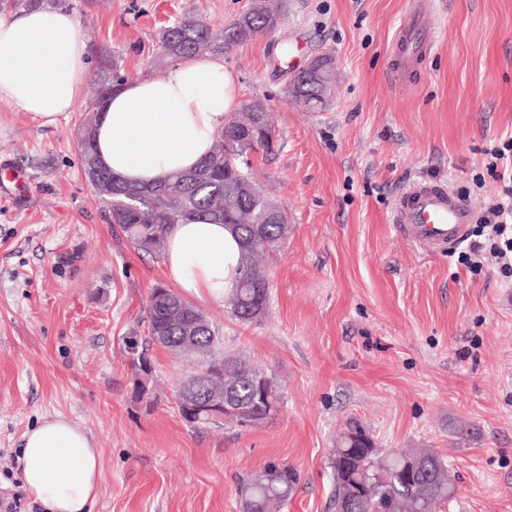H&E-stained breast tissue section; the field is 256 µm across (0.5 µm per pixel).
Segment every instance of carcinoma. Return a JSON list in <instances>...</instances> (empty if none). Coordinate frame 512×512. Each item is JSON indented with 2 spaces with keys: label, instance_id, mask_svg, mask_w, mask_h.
Instances as JSON below:
<instances>
[{
  "label": "carcinoma",
  "instance_id": "cac0c4a2",
  "mask_svg": "<svg viewBox=\"0 0 512 512\" xmlns=\"http://www.w3.org/2000/svg\"><path fill=\"white\" fill-rule=\"evenodd\" d=\"M53 6L69 8L67 0H0V10ZM279 13L264 0H251L249 7L220 29L211 27L196 9L161 28L157 51L150 67L161 70L202 52L222 56L249 41L274 32ZM99 86L82 112H94L98 101L108 99L115 86L125 81L122 57L107 51L100 55ZM326 91L317 85H288L287 97L293 104L315 110L325 103ZM264 112L257 101L244 102L240 111L230 115L216 137L211 152L192 169L180 171L168 180L149 186L125 182L100 166L102 183L116 182L115 189L97 197L106 208L110 223L118 225L134 249L163 256L166 234L173 224H225L240 242V275L225 302L230 313L243 323L262 320L268 306L262 305L269 288L263 257L288 232V217L279 212L268 216L270 201L258 189L249 163L251 152L270 153L275 148L272 121L245 129L249 113ZM170 306L163 308L149 297L147 333L153 344L195 359L198 368L178 384V390L191 382L199 391L222 390L231 397L238 414L225 422L248 427L267 420L279 404V391L273 380L258 391L264 373L249 364L222 357L218 353L221 338L208 316L175 290L167 289ZM419 457L425 464L420 478L405 475L409 460ZM335 482L331 508L334 512H439L454 496L444 461L427 448H411L395 453L371 450L365 432L355 426L337 443L331 458ZM299 483L295 469L282 462H270L245 480L244 512H280L293 496Z\"/></svg>",
  "mask_w": 512,
  "mask_h": 512
}]
</instances>
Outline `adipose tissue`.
Listing matches in <instances>:
<instances>
[{"label":"adipose tissue","mask_w":512,"mask_h":512,"mask_svg":"<svg viewBox=\"0 0 512 512\" xmlns=\"http://www.w3.org/2000/svg\"><path fill=\"white\" fill-rule=\"evenodd\" d=\"M34 67H24V60ZM90 65L86 40L61 8L0 14V103L44 125L73 111ZM233 75L219 59L188 58L161 79L128 80L96 125L100 164L132 184H152L194 167L212 149L236 108ZM240 246L221 224H177L163 255L166 277L184 295L223 300L238 275ZM24 488L47 512H93L102 483L92 435L62 417L27 431Z\"/></svg>","instance_id":"1"}]
</instances>
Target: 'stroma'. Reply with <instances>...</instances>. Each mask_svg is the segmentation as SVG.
Segmentation results:
<instances>
[{
	"label": "stroma",
	"instance_id": "obj_1",
	"mask_svg": "<svg viewBox=\"0 0 512 512\" xmlns=\"http://www.w3.org/2000/svg\"><path fill=\"white\" fill-rule=\"evenodd\" d=\"M91 52L147 75L161 27L198 9L215 27L249 0H69ZM270 35L225 54L239 101L262 100L274 153L249 155L288 216L267 257L266 317L244 324L198 301L224 355L274 378L282 404L252 428L193 426L177 384L194 361L146 344L147 301L163 260L113 229L78 160L82 112L41 125L0 103V495H24L22 437L58 416L101 452L94 512H239L243 481L265 463L300 482L282 512H328L332 452L355 423L381 449L430 448L455 496L442 512H512V274L426 254L390 222L401 190L441 180L483 214L500 193L485 168L512 138V0H282ZM426 16L435 49L397 75L396 29ZM332 53L322 109L287 100L295 70ZM147 369H140V361Z\"/></svg>",
	"mask_w": 512,
	"mask_h": 512
}]
</instances>
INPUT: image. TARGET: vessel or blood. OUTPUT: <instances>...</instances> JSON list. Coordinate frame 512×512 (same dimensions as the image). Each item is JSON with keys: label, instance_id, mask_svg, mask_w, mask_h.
<instances>
[{"label": "vessel or blood", "instance_id": "obj_1", "mask_svg": "<svg viewBox=\"0 0 512 512\" xmlns=\"http://www.w3.org/2000/svg\"><path fill=\"white\" fill-rule=\"evenodd\" d=\"M434 43L416 13L398 29L392 52L405 70L429 53ZM473 221L474 210L466 199L449 186L431 181L407 187L392 215L398 231L429 253L452 249L468 236Z\"/></svg>", "mask_w": 512, "mask_h": 512}]
</instances>
